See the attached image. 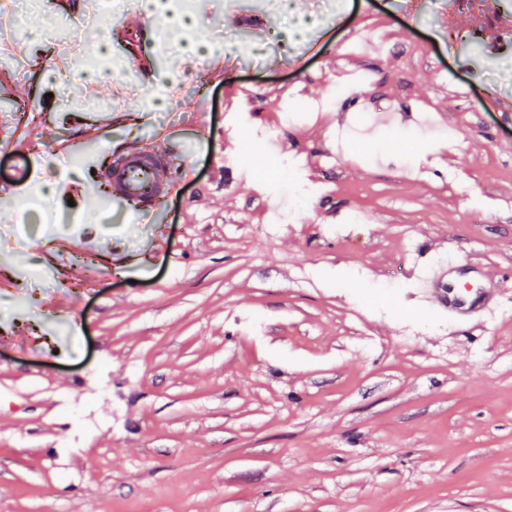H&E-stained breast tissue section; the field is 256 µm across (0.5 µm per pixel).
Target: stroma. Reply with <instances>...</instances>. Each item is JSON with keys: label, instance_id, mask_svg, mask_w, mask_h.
I'll return each instance as SVG.
<instances>
[{"label": "stroma", "instance_id": "stroma-1", "mask_svg": "<svg viewBox=\"0 0 512 512\" xmlns=\"http://www.w3.org/2000/svg\"><path fill=\"white\" fill-rule=\"evenodd\" d=\"M69 2L22 17L31 68L0 84V195L28 217L0 247V512H512V323L449 329L409 276L446 244L512 289V8L180 0L205 7L183 43L238 36L201 85L135 0L61 75ZM473 33L489 73L459 68ZM134 146L173 184L162 223L77 190Z\"/></svg>", "mask_w": 512, "mask_h": 512}]
</instances>
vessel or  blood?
I'll use <instances>...</instances> for the list:
<instances>
[{"mask_svg": "<svg viewBox=\"0 0 512 512\" xmlns=\"http://www.w3.org/2000/svg\"><path fill=\"white\" fill-rule=\"evenodd\" d=\"M147 150L132 148L113 175V187L119 198L135 197L149 202L165 195L170 185L161 169L147 159ZM459 258H450L448 265H431L416 276L415 288L422 302L435 304L448 315L449 326L477 323L490 327L512 321V298L505 293L465 286L447 288L450 269L459 265Z\"/></svg>", "mask_w": 512, "mask_h": 512, "instance_id": "1", "label": "vessel or blood"}]
</instances>
